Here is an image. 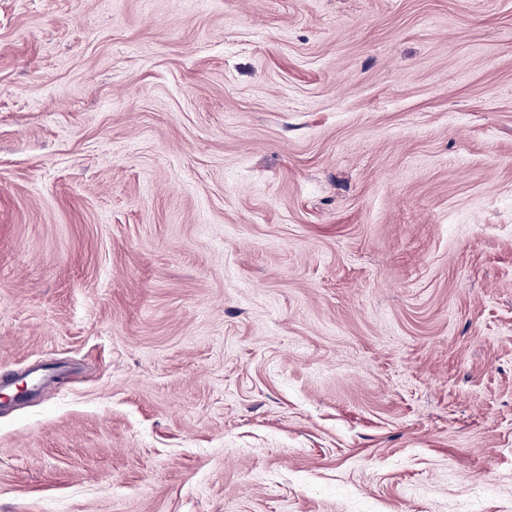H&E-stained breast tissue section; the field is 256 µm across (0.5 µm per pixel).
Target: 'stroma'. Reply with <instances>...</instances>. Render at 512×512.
<instances>
[{
	"label": "stroma",
	"instance_id": "35a3bbf8",
	"mask_svg": "<svg viewBox=\"0 0 512 512\" xmlns=\"http://www.w3.org/2000/svg\"><path fill=\"white\" fill-rule=\"evenodd\" d=\"M0 512H512V0H0Z\"/></svg>",
	"mask_w": 512,
	"mask_h": 512
}]
</instances>
